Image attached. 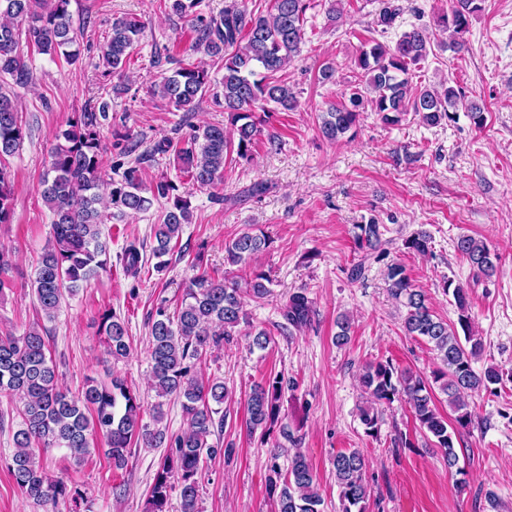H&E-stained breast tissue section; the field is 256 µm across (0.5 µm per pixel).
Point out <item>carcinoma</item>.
Wrapping results in <instances>:
<instances>
[{"instance_id": "carcinoma-1", "label": "carcinoma", "mask_w": 512, "mask_h": 512, "mask_svg": "<svg viewBox=\"0 0 512 512\" xmlns=\"http://www.w3.org/2000/svg\"><path fill=\"white\" fill-rule=\"evenodd\" d=\"M71 0H0V78L26 86L34 76L20 52L21 35H26L42 54L59 55L66 62L78 61L77 33L69 11ZM168 11L189 21L194 36L192 48L224 61L221 90L211 91V78L204 62L179 65L154 84L152 93L172 104L177 111H195L206 95L224 111L233 127L227 135L222 123L192 125L184 137L185 146L176 151L180 172L202 189L224 182V160L228 153L249 163L253 160L258 136L268 112H293L298 99L277 74L300 52L305 40L306 12L312 0H273L264 14L250 10L246 0H229L217 16L197 10L199 0H167ZM484 0H452L451 8L438 16L439 26L454 39L448 49L464 47L463 36L470 20L482 10ZM399 14L391 0H381L378 23L387 30ZM144 32V24L135 17H115L106 42L100 46L99 64L103 76L118 75ZM431 52L427 29L414 26L404 32L395 46L372 38L363 44L354 59L358 83L346 101L331 103L320 114V131L330 141L346 134L356 135L362 114L375 113L385 125H397L409 112L429 126L451 120L450 109L457 106L460 93L452 86L438 92L414 83V69ZM107 103L100 111L76 112L68 128L55 136L42 199L53 214L52 237L38 262L31 288L40 309L49 321L55 319L65 295H73L99 272L108 268L107 242L102 240L101 225L108 218H122L144 213L154 203L163 201L162 219L155 227L153 256L156 269L162 270V257L170 251L172 240L179 238L182 226L191 223L190 202L178 194L179 186L165 175L151 187L143 184L139 165L163 159L173 151V139L163 136L153 141L134 158V163L113 166L118 177L104 179L100 119L106 117ZM24 132L10 94L0 87V159L15 154ZM12 192L9 177L0 166V224L10 223ZM359 246L375 250L381 245L378 224L358 225ZM271 238L247 226L225 243L224 262L245 265L254 255L270 247ZM403 247L417 254L430 250V237L416 233L403 241ZM456 248L476 271L486 278L496 273L497 254L481 240L469 235L458 238ZM123 270L139 276L143 257L139 246L126 244L120 258ZM12 269L9 252L0 249V294L11 288ZM390 294L405 310L403 328L410 336L430 345L446 370L432 372L428 378L399 371L390 361H378L366 367L362 384L379 402L409 404L420 427L434 438L448 474L460 492L467 486L466 473L458 467L455 442L459 429L472 423L469 398L504 378H512L498 367L477 373L473 361L482 352L480 339L470 335L471 306L467 290L451 280L444 291L452 294L457 322L437 318L427 295L416 287L404 266L387 267ZM271 281L255 270L250 281L241 284L225 276L215 277L204 271L184 289L180 305L170 312L160 301L149 320L151 387L156 396L180 402L188 421L187 430L169 435L158 427L164 418V403L153 407L157 427L142 423V401L126 380L114 375L108 382L86 380L74 396L58 384L56 365L49 354L42 331L29 328L19 335L0 336V395L19 397L23 403L22 424L13 434L14 453L8 470L18 488L38 503L60 499L81 509L83 493L63 479L45 473L35 457L36 448H64L76 464L85 463L93 453L91 440L98 438L108 448L113 467L128 463V448L141 442L150 448L166 447L169 454L156 470L146 500V512H170L173 490H179V512H199V483L204 464L221 454L222 449L208 443L214 428H223L220 416L227 389L222 381L203 382L196 362L203 354L218 349L231 330L246 321L245 299L260 301L270 295ZM291 326L302 328L314 315L313 300L303 290L289 294L281 308ZM99 334L104 336L106 352L114 360L129 353L125 322L106 309L99 315ZM464 336H459V333ZM448 398L457 427H452L438 411L434 392ZM284 379L277 375L255 385L247 399V428L250 434L265 438L279 420ZM272 454L271 468L276 478L269 479L276 493L279 512H321L323 504L316 474L306 456L295 452L286 474H279ZM336 477L338 512H365L371 495L364 455L352 450L336 454L332 462Z\"/></svg>"}]
</instances>
